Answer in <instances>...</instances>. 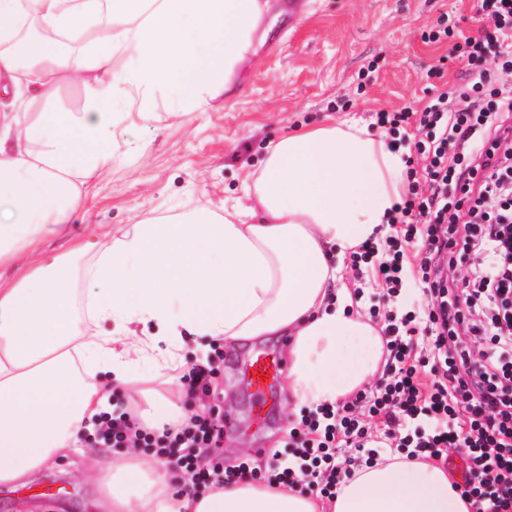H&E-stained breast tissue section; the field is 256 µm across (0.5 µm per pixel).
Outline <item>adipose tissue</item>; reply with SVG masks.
<instances>
[{
	"label": "adipose tissue",
	"instance_id": "obj_1",
	"mask_svg": "<svg viewBox=\"0 0 512 512\" xmlns=\"http://www.w3.org/2000/svg\"><path fill=\"white\" fill-rule=\"evenodd\" d=\"M267 0H0V486L71 450L121 388L140 422L187 418L167 371L195 342L288 334L298 404L342 401L375 380L383 342L352 308L339 260L386 223L406 165L350 119L269 143L236 205L95 227L44 249L93 198L129 123L223 105L253 56ZM79 272L89 288L75 297ZM108 321L110 334L95 332ZM154 326L151 335L139 327ZM107 512H473L427 460L356 470L330 501L241 480L173 495L186 477L140 449L90 467Z\"/></svg>",
	"mask_w": 512,
	"mask_h": 512
}]
</instances>
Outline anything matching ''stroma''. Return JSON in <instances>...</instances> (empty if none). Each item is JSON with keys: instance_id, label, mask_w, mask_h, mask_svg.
<instances>
[{"instance_id": "35a3bbf8", "label": "stroma", "mask_w": 512, "mask_h": 512, "mask_svg": "<svg viewBox=\"0 0 512 512\" xmlns=\"http://www.w3.org/2000/svg\"><path fill=\"white\" fill-rule=\"evenodd\" d=\"M271 0L257 40L258 62L241 72L223 107L204 108L171 120L162 131L136 124L129 140L148 144L146 156L127 155L116 145L112 172L98 195L77 210L73 234L86 225L120 226L135 217L179 215L217 207L239 197L246 170L256 168L269 141L301 125H319L346 114L372 123L375 112L425 105L442 83L456 82L463 66L449 59L447 44L428 42L441 25L477 34V0ZM406 286L412 300L389 298L368 277L343 270L349 291L357 293L361 313L394 304L406 312L425 307L427 292L421 256L409 248ZM286 358L288 339L260 336L220 345L214 360V384L206 409L220 415L223 433L208 457L231 470L244 459L268 467L284 451L288 433L300 421L292 409L287 380L268 398L265 425L254 422L257 396L243 376L257 351ZM88 462L72 454L28 478L0 488V512H102L97 485L82 479Z\"/></svg>"}]
</instances>
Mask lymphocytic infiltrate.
Wrapping results in <instances>:
<instances>
[{
  "label": "lymphocytic infiltrate",
  "mask_w": 512,
  "mask_h": 512,
  "mask_svg": "<svg viewBox=\"0 0 512 512\" xmlns=\"http://www.w3.org/2000/svg\"><path fill=\"white\" fill-rule=\"evenodd\" d=\"M482 34L452 41L450 30L431 32L430 42L447 43L448 55L464 63L463 82L439 88L421 109L375 113L394 152L416 153L422 169H408L402 201L389 215L384 244L370 239L351 253L354 268L369 269L389 294L404 282L405 250L416 243L428 301L421 312H385L381 334L388 374L372 392L357 393L343 405H321L302 416L289 433L296 464L270 465L271 484L302 486L335 497L353 475V459L342 448L364 447L373 435L367 418L379 419L385 441L407 458L447 460L463 451L464 475L455 488L473 512H512V0H480ZM498 63L497 75L484 69ZM490 256L477 279L451 281L434 263L441 249ZM480 307L485 322L464 327L463 310ZM430 345L416 357L413 338ZM480 352H473V345ZM434 379L424 383L420 364ZM103 445L144 447L184 470L192 483L223 484L241 479L220 465L202 470L196 449L214 448L222 434L214 420L195 415L176 429L157 434L138 429L129 412L105 417L96 430Z\"/></svg>",
  "instance_id": "1"
}]
</instances>
